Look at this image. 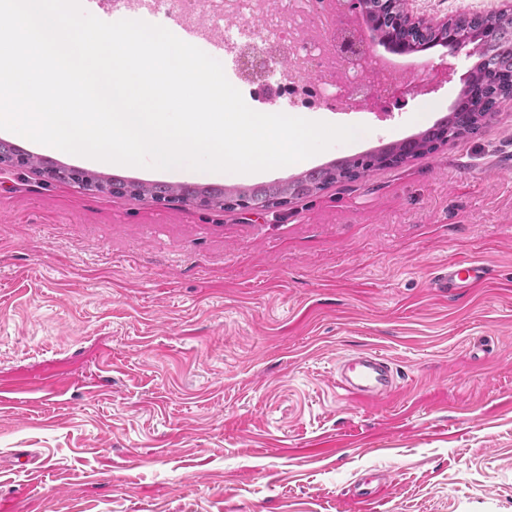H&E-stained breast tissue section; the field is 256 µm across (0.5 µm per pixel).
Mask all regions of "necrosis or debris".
<instances>
[{
    "mask_svg": "<svg viewBox=\"0 0 512 512\" xmlns=\"http://www.w3.org/2000/svg\"><path fill=\"white\" fill-rule=\"evenodd\" d=\"M330 0H156L166 14L185 11L196 22L218 30L224 53L249 52L263 60L269 77L289 94L314 97L327 87L351 94L373 88L390 91L396 84L393 68L374 64L369 52L348 57L341 53Z\"/></svg>",
    "mask_w": 512,
    "mask_h": 512,
    "instance_id": "necrosis-or-debris-1",
    "label": "necrosis or debris"
}]
</instances>
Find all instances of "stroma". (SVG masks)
I'll return each mask as SVG.
<instances>
[{"mask_svg":"<svg viewBox=\"0 0 512 512\" xmlns=\"http://www.w3.org/2000/svg\"><path fill=\"white\" fill-rule=\"evenodd\" d=\"M471 52L397 55L396 96L304 109L371 135L271 180L433 125ZM471 261L485 282L437 287ZM368 350L400 375L377 402L335 384L337 358ZM16 382L0 512H512V100L476 136L263 212L0 165V385Z\"/></svg>","mask_w":512,"mask_h":512,"instance_id":"1","label":"stroma"}]
</instances>
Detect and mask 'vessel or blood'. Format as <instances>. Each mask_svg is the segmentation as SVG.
Here are the masks:
<instances>
[{
  "mask_svg": "<svg viewBox=\"0 0 512 512\" xmlns=\"http://www.w3.org/2000/svg\"><path fill=\"white\" fill-rule=\"evenodd\" d=\"M488 269L478 263H449L440 281L444 287L457 288L486 279ZM399 372L391 360L372 351H360L342 357L336 368V386L348 394L376 401L398 386Z\"/></svg>",
  "mask_w": 512,
  "mask_h": 512,
  "instance_id": "obj_1",
  "label": "vessel or blood"
}]
</instances>
